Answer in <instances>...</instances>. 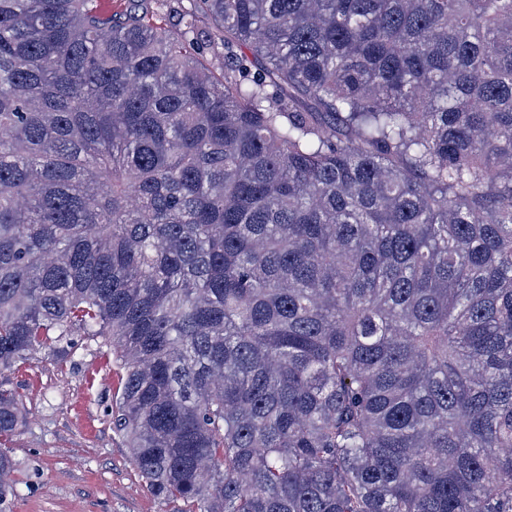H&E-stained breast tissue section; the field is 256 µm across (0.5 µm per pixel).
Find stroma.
<instances>
[{
	"label": "stroma",
	"instance_id": "obj_1",
	"mask_svg": "<svg viewBox=\"0 0 512 512\" xmlns=\"http://www.w3.org/2000/svg\"><path fill=\"white\" fill-rule=\"evenodd\" d=\"M123 372L89 341L42 352L0 375L31 416L10 453L20 495L12 512H172L146 490L112 425Z\"/></svg>",
	"mask_w": 512,
	"mask_h": 512
}]
</instances>
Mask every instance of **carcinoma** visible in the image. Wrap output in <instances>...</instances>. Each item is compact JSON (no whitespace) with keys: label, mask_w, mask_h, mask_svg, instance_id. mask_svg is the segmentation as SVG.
Listing matches in <instances>:
<instances>
[{"label":"carcinoma","mask_w":512,"mask_h":512,"mask_svg":"<svg viewBox=\"0 0 512 512\" xmlns=\"http://www.w3.org/2000/svg\"><path fill=\"white\" fill-rule=\"evenodd\" d=\"M131 2L0 0V372L186 512H512V0Z\"/></svg>","instance_id":"1"}]
</instances>
